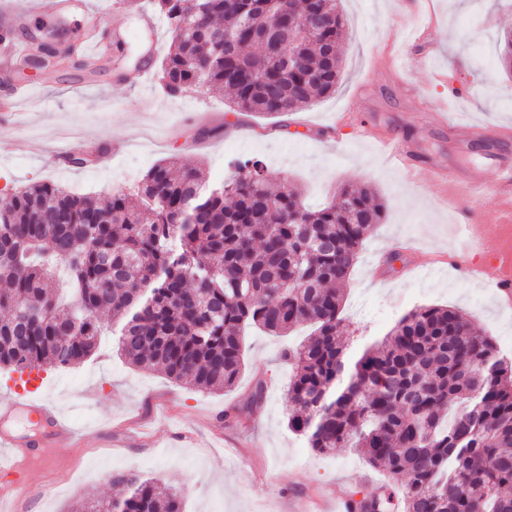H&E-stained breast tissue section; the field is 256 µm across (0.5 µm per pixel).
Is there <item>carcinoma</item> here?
<instances>
[{
    "mask_svg": "<svg viewBox=\"0 0 512 512\" xmlns=\"http://www.w3.org/2000/svg\"><path fill=\"white\" fill-rule=\"evenodd\" d=\"M151 0L171 30L168 95L231 94L234 112L283 116L336 91L339 0ZM245 162L218 186L173 158L104 204L35 183L0 210V370L49 371L95 354L110 328L137 367L201 391L233 387L248 326L286 335L295 372L288 429L320 454L352 448L397 498L378 512H512V361L450 307L422 306L360 352L343 335V294L385 203L345 187L309 210L286 180ZM126 493L75 512H182L181 494L133 471Z\"/></svg>",
    "mask_w": 512,
    "mask_h": 512,
    "instance_id": "obj_1",
    "label": "carcinoma"
}]
</instances>
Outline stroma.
Returning a JSON list of instances; mask_svg holds the SVG:
<instances>
[{
  "instance_id": "1",
  "label": "stroma",
  "mask_w": 512,
  "mask_h": 512,
  "mask_svg": "<svg viewBox=\"0 0 512 512\" xmlns=\"http://www.w3.org/2000/svg\"><path fill=\"white\" fill-rule=\"evenodd\" d=\"M112 19L117 49L84 64L81 16L37 13L17 30L63 28L71 59L50 70L23 69L16 83L30 87L19 109L24 120L0 123L10 149L0 153V204L31 184L51 180L73 192L107 201L133 187L156 162L175 157L203 167L208 184L222 183L237 162L262 161L272 184L294 183L305 203L320 207L342 184L371 185L387 205L365 240L344 290L346 331L353 348L381 340L410 310L454 306L472 317L481 334L512 357V310L476 282L448 273L457 225L485 226L469 260L495 254L502 206L494 197L465 199L434 182L431 171L449 168L463 177L496 179L512 168V75L488 69L512 29V0H341L346 41L335 93L285 116L242 114L239 133L228 131L221 97L198 91L173 98L158 78L139 76L144 64L160 68L172 38L161 32L156 56L138 30L147 0L130 9L122 0H89ZM461 96L448 97L449 86ZM466 118L476 133L456 137L434 126L429 113ZM406 141L415 171L394 164L379 142L361 136L360 120ZM94 143L95 162L54 170L49 156L61 141ZM402 260L393 284L376 281L391 252ZM307 327L286 336L248 331L245 368L229 390L204 393L174 382L163 370L128 364L103 337L97 353L74 368L42 373V391L71 419L56 465L32 468L29 494L14 498L0 474L6 512H70L86 494H116V473L134 470L182 494L183 512H286L289 500L328 498L336 492L375 495L382 472L353 449L316 453L289 431L286 393L293 370L281 355L305 340ZM261 404L249 405L256 384ZM237 409L239 423L224 426L221 412Z\"/></svg>"
}]
</instances>
